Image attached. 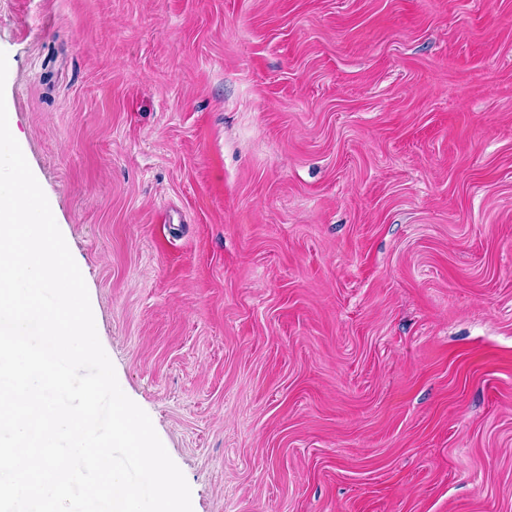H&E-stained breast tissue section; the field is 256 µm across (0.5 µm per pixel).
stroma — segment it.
Returning a JSON list of instances; mask_svg holds the SVG:
<instances>
[{
	"label": "stroma",
	"mask_w": 512,
	"mask_h": 512,
	"mask_svg": "<svg viewBox=\"0 0 512 512\" xmlns=\"http://www.w3.org/2000/svg\"><path fill=\"white\" fill-rule=\"evenodd\" d=\"M0 50L193 512H512V0H0Z\"/></svg>",
	"instance_id": "1"
}]
</instances>
